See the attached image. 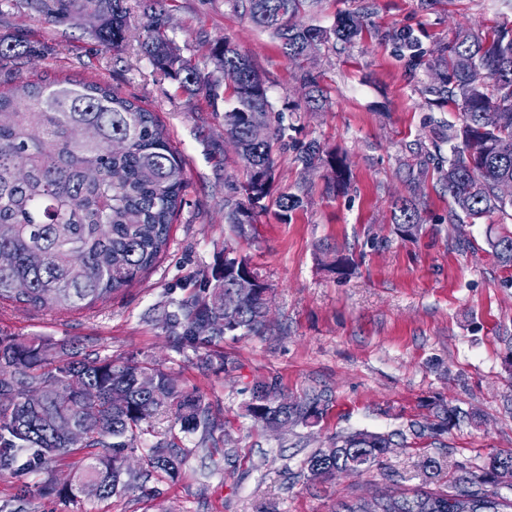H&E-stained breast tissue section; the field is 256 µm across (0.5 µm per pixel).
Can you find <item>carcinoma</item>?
Instances as JSON below:
<instances>
[{
  "label": "carcinoma",
  "instance_id": "1",
  "mask_svg": "<svg viewBox=\"0 0 512 512\" xmlns=\"http://www.w3.org/2000/svg\"><path fill=\"white\" fill-rule=\"evenodd\" d=\"M162 0H140L147 23L136 38L139 52L178 82L188 95L218 96L224 87V134L237 140L250 171L244 198L224 200V219L240 236L265 210L270 196L273 159L270 141L250 136L254 116L269 119L265 82L251 60L231 43L215 44V79L204 78L164 34ZM320 0H228L231 9L279 40L283 53L296 60L334 38L352 45L364 30V17L344 14L331 29L305 25L300 16ZM35 17L59 25L85 27L104 48L119 49L132 37L125 0H26ZM413 63L422 62L417 39L405 29L387 34ZM39 53L21 37L0 38V61ZM433 102L452 104L460 123L448 125L447 165L438 167L452 201L449 219L476 223L499 212L512 219V200L497 194V185L512 180V156L502 146L512 141V21L488 31L462 29L440 55L425 62ZM306 172L326 171L336 190L350 180L346 157L315 141L296 157ZM184 162L155 113L114 94L96 81L19 82L0 94V251L12 263L0 266V301L35 309L89 308L139 281L167 247L173 218L182 204ZM278 216L288 221L304 206L303 197L281 195ZM425 202L415 196L394 203L393 220L406 237L418 232ZM492 255L512 266V231L488 240ZM43 256L34 266L28 257ZM252 273L247 257L224 246V261L203 275L199 293L180 300L167 325L178 341L210 344L240 332L262 335L267 312L264 283L250 294L236 288L241 275ZM143 373L154 377L155 392L140 388ZM43 389L42 404L32 409L29 387ZM125 394L127 405L112 408V393ZM163 409L172 411L181 430L213 435L217 423L210 408L159 368L116 364L73 345L56 346L39 337L0 338V477L49 466L75 448L91 452L84 467L60 488L48 479L46 494L110 498L155 473L174 475L182 449L163 435L144 455V467L127 463L135 448L136 428ZM248 414L264 426L279 422L311 426L323 414L321 398L289 401L261 383L246 403ZM426 430L440 435L456 424L459 411L435 406ZM393 435L353 432L338 435L327 449L304 462L311 477L338 472L359 473L377 465ZM31 456L20 462L18 451ZM512 482V453L490 454L477 470L457 477L455 493L418 489L412 495L384 490L369 500L342 504V512H507L512 500L497 486Z\"/></svg>",
  "mask_w": 512,
  "mask_h": 512
}]
</instances>
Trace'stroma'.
I'll return each mask as SVG.
<instances>
[{
  "instance_id": "35a3bbf8",
  "label": "stroma",
  "mask_w": 512,
  "mask_h": 512,
  "mask_svg": "<svg viewBox=\"0 0 512 512\" xmlns=\"http://www.w3.org/2000/svg\"><path fill=\"white\" fill-rule=\"evenodd\" d=\"M164 5L168 38L201 75L213 72L211 49L220 40L252 60L286 128L284 140L272 144L271 194L302 196L305 206L285 223L268 208L248 236H236L224 220V198L249 173L224 135L223 98L182 92L140 56L136 42L105 49L81 26L38 20L13 2L0 9V36L20 34L51 48L32 61L1 63L0 91L40 79L109 86L156 114L185 162L186 181L168 247L138 282L90 308L2 303L0 333L75 342L118 363L161 368L202 396L219 424L207 443L201 433L177 431L185 456L176 476H152L107 500L44 494L46 478L63 484L82 466L85 452L77 449L50 473L0 478V512H338L341 502L383 489L452 491L462 468L483 464L492 452L512 453V377L504 362L512 268L487 245L489 236L512 230V220L495 213L450 224L434 144L459 112L429 104L424 68H411L388 38L409 30L429 57L459 27L496 26L502 0H320L305 13L306 24L328 28L337 12L349 11L365 14L368 26L355 44L332 41L298 62L227 0ZM307 75L324 94L315 109L304 104ZM312 140L346 153L347 192L329 189L322 172L302 171L295 156ZM410 194L426 203L424 223L416 238L403 239L392 203ZM228 245L271 287L268 331L208 346L178 342L168 313L198 293ZM337 253L354 260L352 275L326 268ZM258 381L291 400L320 396L319 423L275 432L254 422L245 404ZM437 404L458 408L460 420L433 436L424 426ZM355 431L395 433L401 443L370 470L312 478L304 459ZM428 459L437 467L431 478Z\"/></svg>"
}]
</instances>
